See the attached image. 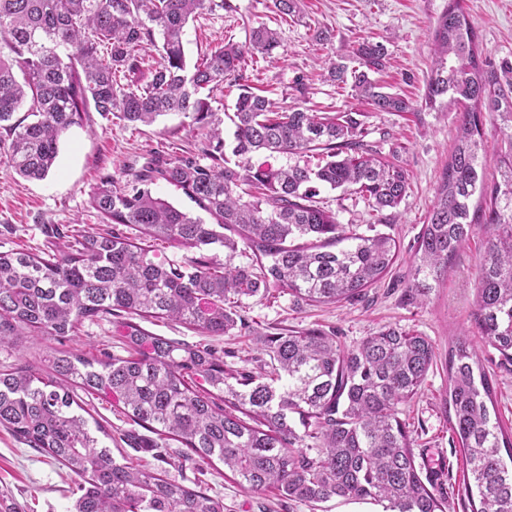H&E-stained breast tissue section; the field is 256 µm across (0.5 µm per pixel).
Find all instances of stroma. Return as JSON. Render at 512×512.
<instances>
[{
	"mask_svg": "<svg viewBox=\"0 0 512 512\" xmlns=\"http://www.w3.org/2000/svg\"><path fill=\"white\" fill-rule=\"evenodd\" d=\"M227 9L205 10L185 28L188 61L203 58L220 43L241 42L251 28L267 25L280 35L275 58H256L243 73L244 82L278 103L294 104L293 85L303 79L304 107L318 112L353 108L364 112L362 138L385 160H398L409 174V189L393 210L375 212L360 195L320 188L316 201L331 210L340 224L360 233L375 230L392 235L400 244L389 273L352 301L309 305L283 293L271 299L247 298L243 306L251 330L245 334L210 338L217 353L233 352L234 363L258 367L266 356L260 335L290 329L332 331L341 347L350 349L386 326H397L431 341L435 358L418 394L402 404L409 423L416 462L422 472L438 473L452 487L448 512H470L462 497L463 467L449 429L448 352L458 337L470 335L474 309L473 284L483 255V237L474 234L460 251L453 272L424 302L408 303L411 247L426 223L435 191L453 150L454 114L424 107L432 67V31L448 0H301L303 16L281 21L273 0H228ZM485 55L492 61L512 59V0H466ZM363 41L386 46L387 57L374 78L386 91L408 97L412 111L378 112L357 101L350 87L328 80L327 59L355 66L353 50ZM204 142L193 134L182 115L169 114L156 123L127 125L88 112L59 142L55 168L41 180L19 176L0 162V251L37 250L51 241L53 229L72 226L86 231L101 228L102 218L91 209L89 196L102 176L126 183L130 170L141 168L154 154L175 159L203 157ZM118 354L108 323L84 322L77 335L65 339H29L20 352L0 346V363L21 362L37 373L49 369L54 349ZM479 357L494 382L497 416L512 431V368L501 365L497 352L479 346ZM93 421L106 428L115 458L164 471L183 485L205 487L224 500V512H382L379 505L336 499L316 506L289 501L271 492L250 493L224 476L222 463L184 462L178 443L156 448L153 435L142 431L138 447L122 439L129 420L110 401L87 397ZM77 478L58 463L0 428V493L20 512H69L68 489Z\"/></svg>",
	"mask_w": 512,
	"mask_h": 512,
	"instance_id": "35a3bbf8",
	"label": "stroma"
}]
</instances>
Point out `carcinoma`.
<instances>
[{
    "instance_id": "cac0c4a2",
    "label": "carcinoma",
    "mask_w": 512,
    "mask_h": 512,
    "mask_svg": "<svg viewBox=\"0 0 512 512\" xmlns=\"http://www.w3.org/2000/svg\"><path fill=\"white\" fill-rule=\"evenodd\" d=\"M226 0H0V160L20 176L43 179L61 136L94 110L125 124L151 125L168 112L190 119L207 143L208 164L193 156L151 157L129 188L105 177L89 204L114 228L78 231L67 249L0 251V343L61 340L86 321L105 320L126 355L99 359L54 350L43 376L0 366V426L71 471L74 512H224V499L112 456L95 435L78 392L112 398L134 424L188 462L218 459L241 487L290 501H372L384 512H447L448 491L422 476L398 406L420 390L434 360L430 340L386 326L352 349L333 332L290 330L260 337L269 361L254 372L224 361L208 344L156 336L140 321L175 320L206 336L247 330L244 297L287 292L308 304L358 298L393 265L399 245L387 233L346 230L314 204L317 186L353 191L376 212L397 208L407 170L384 161L362 139L363 112L276 106L244 83L246 60L272 56L276 30L251 29L241 43L218 44L188 67L184 28L200 10ZM158 48L149 79L135 77L140 51ZM434 63L425 107L455 112L457 139L415 241L409 296L420 302L448 273L482 225L485 251L476 282V335L512 364V61L483 57L465 0H448L433 29ZM358 66L329 63L333 82L378 112L411 103L371 77L385 48L363 41ZM239 90L235 145L227 158L208 92ZM25 110L21 118L15 117ZM501 138L498 177L486 185L483 119ZM283 153L288 166L255 164ZM164 181L213 223L152 194ZM476 206H471L473 197ZM133 225L131 238L116 225ZM193 255L161 260L154 242ZM212 245L224 259L208 257ZM252 263H233L239 247ZM494 388L471 339L448 359L451 429L462 455L470 512H512V435L492 419ZM298 417L303 431L296 430Z\"/></svg>"
}]
</instances>
